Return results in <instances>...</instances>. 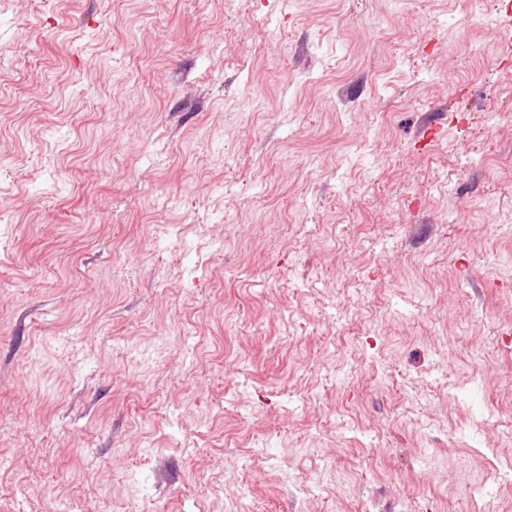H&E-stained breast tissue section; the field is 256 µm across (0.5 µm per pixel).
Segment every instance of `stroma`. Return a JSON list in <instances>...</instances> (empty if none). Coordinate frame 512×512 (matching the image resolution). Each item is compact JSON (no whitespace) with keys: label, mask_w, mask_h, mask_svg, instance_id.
I'll use <instances>...</instances> for the list:
<instances>
[{"label":"stroma","mask_w":512,"mask_h":512,"mask_svg":"<svg viewBox=\"0 0 512 512\" xmlns=\"http://www.w3.org/2000/svg\"><path fill=\"white\" fill-rule=\"evenodd\" d=\"M510 11L0 0V512H512Z\"/></svg>","instance_id":"obj_1"}]
</instances>
